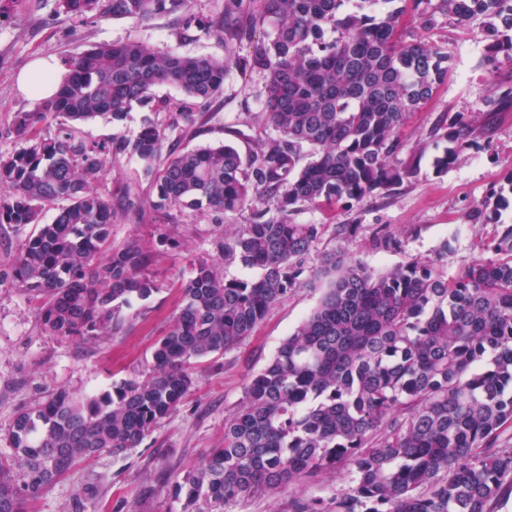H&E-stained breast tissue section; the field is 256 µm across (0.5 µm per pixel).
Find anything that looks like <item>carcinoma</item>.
<instances>
[{"label": "carcinoma", "mask_w": 512, "mask_h": 512, "mask_svg": "<svg viewBox=\"0 0 512 512\" xmlns=\"http://www.w3.org/2000/svg\"><path fill=\"white\" fill-rule=\"evenodd\" d=\"M224 0L202 20L194 0H57L75 18L129 19L179 13L183 29L224 35V56L153 52L135 39L71 55L57 95L14 115L28 146L0 156V224H36L0 283L39 303L43 331L87 342L122 329L120 307L157 286L136 238L110 248L117 213L134 204L97 191L103 156H131L156 176L155 211L248 212L217 247L224 264L260 270L255 280L226 279L199 261L182 286V305L155 346L152 372L100 394L56 391L21 410L0 455V512H32L74 466L104 452L140 447L177 411L195 383L193 364L252 336L269 310L313 277L328 278L318 307L286 337L244 388L243 405L224 421V447L174 478L183 512L224 507L340 464L351 486L324 499H297L292 512H495L512 494V448L498 446L512 425V225L455 275L446 240L428 260L387 270L359 258L325 254L306 267L321 224L290 216L322 201L360 203L393 195L416 178L423 148L399 154V131L448 77V53L421 38L397 39L413 7L425 21L440 13L468 27L479 22L491 58L512 59V0ZM263 39L242 58L236 41ZM264 78L263 113L273 133L244 158L227 144L176 151L155 125L133 141L89 145L68 124L121 121L161 84L210 105L224 94L231 67ZM59 121L44 138L38 122ZM490 131L462 113L437 120L448 142L434 158L443 173ZM312 160L299 166L303 148Z\"/></svg>", "instance_id": "1"}]
</instances>
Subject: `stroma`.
Segmentation results:
<instances>
[{
    "label": "stroma",
    "mask_w": 512,
    "mask_h": 512,
    "mask_svg": "<svg viewBox=\"0 0 512 512\" xmlns=\"http://www.w3.org/2000/svg\"><path fill=\"white\" fill-rule=\"evenodd\" d=\"M402 34H420L430 45L450 56L451 71L419 112L402 129L404 151L423 148L420 172L411 183L385 198H371L352 207L321 203L292 214L297 224H320L324 233L308 262L324 253H350L376 270L391 269L414 258L434 257L443 242L451 249L445 258L449 274H456L492 245L501 225L512 224V206L496 219L480 212L483 200L507 187L512 175V105L487 115L484 101L503 83H512V61L491 65L480 25L460 28L437 17L425 27L412 10L399 19ZM134 38L155 52L174 48L202 58H220L224 42L199 30L184 33L177 15L165 14L136 23L128 19L71 18L56 0H6L0 7V156L24 147L13 128L18 112L35 107L21 93L17 77L37 58L57 62L103 43ZM263 109V78L235 67L224 81L222 101L204 106L178 89L159 85L153 100L136 105L119 123L98 117L76 126V137L103 144L115 137L135 138L145 123L166 130L176 149H191L224 142L241 155L255 148L257 116ZM196 115L194 126H174L177 112ZM462 112L476 122L491 120L492 131L478 138L473 148L448 172L436 173L434 156L445 142H433L428 132L441 115ZM100 192L120 197L124 192L141 200L155 196L153 177L133 158L106 159ZM245 214L198 216L171 209L163 215L151 209L117 216L112 224L113 247L138 238L150 252L147 268L157 289L149 299L132 300L123 307V327L115 335L87 343L62 341L46 335L37 303L10 284L0 285V453H9L8 432L18 411L35 407L60 389L95 393L124 380L142 378L153 369L156 343L171 329L180 303V287L198 259L220 262L218 233H233ZM342 224L349 234H337ZM461 226L449 236L448 225ZM392 236L391 248L375 244L376 237ZM323 285L300 288L274 306L254 336L223 355L198 360L196 384L178 410L163 420L140 447L115 456L104 453L82 463L51 485L33 512H74L73 504L93 494L87 512H181L172 496L171 474L197 465L214 448L224 445V421L240 408L244 388L276 352L278 346L319 304ZM345 470H332L313 479L263 493L226 506L225 512H290L298 498H328L348 488Z\"/></svg>",
    "instance_id": "stroma-1"
}]
</instances>
